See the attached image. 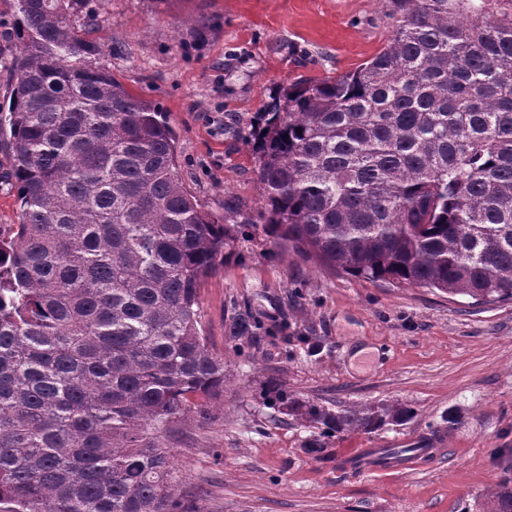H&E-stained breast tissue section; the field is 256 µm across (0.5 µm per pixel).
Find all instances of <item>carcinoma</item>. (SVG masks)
<instances>
[{
  "mask_svg": "<svg viewBox=\"0 0 512 512\" xmlns=\"http://www.w3.org/2000/svg\"><path fill=\"white\" fill-rule=\"evenodd\" d=\"M78 0H15L0 136L21 222L0 236V512H176L167 433L224 396L201 283L228 254L176 172L177 133L87 59ZM388 44L280 89L253 132L264 232L348 275L512 301V17L489 0H393ZM267 404L336 432L409 415L336 412L288 387ZM479 512H512V483Z\"/></svg>",
  "mask_w": 512,
  "mask_h": 512,
  "instance_id": "carcinoma-1",
  "label": "carcinoma"
}]
</instances>
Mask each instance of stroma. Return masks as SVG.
<instances>
[{
    "mask_svg": "<svg viewBox=\"0 0 512 512\" xmlns=\"http://www.w3.org/2000/svg\"><path fill=\"white\" fill-rule=\"evenodd\" d=\"M97 66L168 112L177 172L215 220L264 201L250 132L279 88L359 69L387 44L391 0H89ZM228 379L169 440L188 512H476L512 478V303L475 304L304 260L261 225L200 290ZM250 320L241 331V320ZM274 383L337 411L397 402L412 417L326 434L266 405ZM325 441L320 457L304 449ZM374 448L423 466L369 468Z\"/></svg>",
    "mask_w": 512,
    "mask_h": 512,
    "instance_id": "stroma-1",
    "label": "stroma"
}]
</instances>
